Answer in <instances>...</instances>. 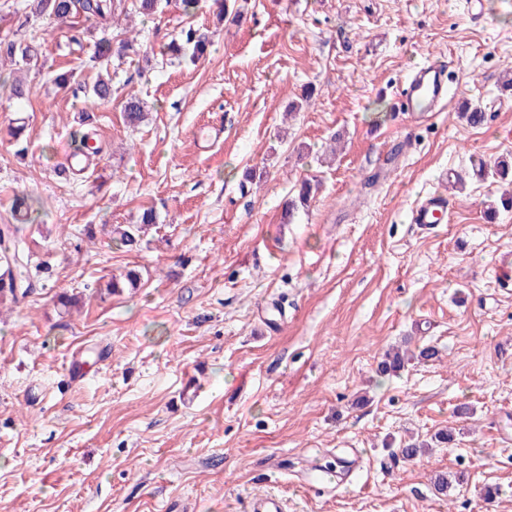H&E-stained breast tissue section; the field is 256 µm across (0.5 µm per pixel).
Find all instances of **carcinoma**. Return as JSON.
<instances>
[{"label": "carcinoma", "instance_id": "1", "mask_svg": "<svg viewBox=\"0 0 512 512\" xmlns=\"http://www.w3.org/2000/svg\"><path fill=\"white\" fill-rule=\"evenodd\" d=\"M33 7L25 15L24 23L32 20L46 19L62 21L76 12L83 14L85 21L94 27L103 23L116 12L125 8V0H32ZM210 44L208 36L198 34L192 30L185 32L183 43H171L167 49L178 58L198 59L206 53ZM0 53L7 56L10 63L17 66L20 71H27L37 64L40 57L38 49L24 40H11L0 46ZM112 58V42L102 38L95 42L94 52L90 62L100 68L109 65ZM54 83L61 88L71 90L73 96L83 97L98 105L112 100V84L101 78L91 85L80 82L72 72L66 71L56 74ZM126 122L137 126L144 121L146 110L144 102L131 94L123 105ZM317 186L311 181L301 183L295 199L288 202L287 213L293 214L298 207H307L315 198ZM43 208V202L38 199L17 195L11 202V213L16 220L14 224H0V300L8 299L13 303L27 297L49 273L48 264H32L26 242L20 235L21 225L31 220L32 215ZM156 224V215L153 210L143 211L136 224L118 225L112 233L116 241L124 247H133L141 240V236L148 227ZM140 282V274L134 269L128 270L124 275L110 277L102 286L96 287L99 294L115 295L123 293L124 289H135ZM405 355L398 352L389 354L378 364V372L387 375L403 367Z\"/></svg>", "mask_w": 512, "mask_h": 512}]
</instances>
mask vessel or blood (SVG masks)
I'll list each match as a JSON object with an SVG mask.
<instances>
[{
  "label": "vessel or blood",
  "instance_id": "obj_1",
  "mask_svg": "<svg viewBox=\"0 0 512 512\" xmlns=\"http://www.w3.org/2000/svg\"><path fill=\"white\" fill-rule=\"evenodd\" d=\"M451 60L443 56L431 58L414 72L398 90V111L413 115L433 112L448 101ZM448 213V197L441 192L427 194L409 213L411 223L423 226L438 224Z\"/></svg>",
  "mask_w": 512,
  "mask_h": 512
}]
</instances>
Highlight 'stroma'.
Wrapping results in <instances>:
<instances>
[{
    "mask_svg": "<svg viewBox=\"0 0 512 512\" xmlns=\"http://www.w3.org/2000/svg\"><path fill=\"white\" fill-rule=\"evenodd\" d=\"M226 4L220 19L211 0L191 16L126 0L77 47L80 16L26 26L28 0H0V41L45 62L27 99L0 93V224L14 195L40 198L21 235L51 267L0 303V512H248L270 493L288 512H512V295L495 272L512 252V175H471L512 163V0H485L478 25L465 0ZM191 28L212 33L209 53L167 54ZM130 35L111 103L53 84L64 70L94 83L95 41ZM439 55L451 107L395 111L399 83ZM131 93L148 112L135 128ZM81 113L99 165L65 180L53 169ZM208 126L222 135L204 151ZM306 179L320 190L284 223ZM436 190L450 220L410 223ZM146 209L156 227L117 245L110 226ZM134 266L138 288L96 294ZM66 290L83 299L61 317ZM403 346L440 357L379 374ZM411 438L433 445L408 459Z\"/></svg>",
    "mask_w": 512,
    "mask_h": 512,
    "instance_id": "stroma-1",
    "label": "stroma"
}]
</instances>
